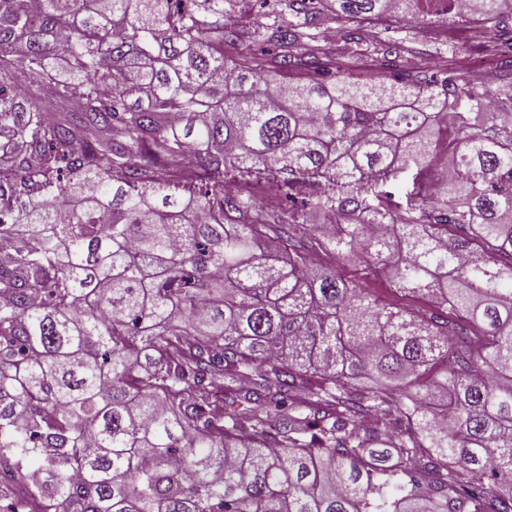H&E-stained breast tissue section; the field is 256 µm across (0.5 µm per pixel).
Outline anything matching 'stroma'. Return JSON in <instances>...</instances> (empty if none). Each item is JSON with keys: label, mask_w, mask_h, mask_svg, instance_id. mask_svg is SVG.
Wrapping results in <instances>:
<instances>
[{"label": "stroma", "mask_w": 512, "mask_h": 512, "mask_svg": "<svg viewBox=\"0 0 512 512\" xmlns=\"http://www.w3.org/2000/svg\"><path fill=\"white\" fill-rule=\"evenodd\" d=\"M349 22L328 21L319 38V46L335 56L342 69L356 75L375 72L382 59H389L414 75H429L446 69L461 72L468 80L490 94H497L502 81L512 74V56L498 60L491 71L473 69L471 59L490 56L496 51L499 34L475 22L451 21L447 17L431 18L423 24L395 19L361 22L358 42L344 36ZM342 275L359 280L363 287L380 300L410 309L427 308L421 298L404 297L391 288L385 276L375 268L345 266Z\"/></svg>", "instance_id": "35a3bbf8"}]
</instances>
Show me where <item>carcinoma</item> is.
<instances>
[{
  "label": "carcinoma",
  "instance_id": "1",
  "mask_svg": "<svg viewBox=\"0 0 512 512\" xmlns=\"http://www.w3.org/2000/svg\"><path fill=\"white\" fill-rule=\"evenodd\" d=\"M250 2L0 0V461L51 512H512V82L318 45L512 0ZM337 269L346 279L359 280L364 288H368L373 296L382 301L393 302L414 310L429 309L425 299L404 297L396 293L385 276L376 268L345 266Z\"/></svg>",
  "mask_w": 512,
  "mask_h": 512
}]
</instances>
